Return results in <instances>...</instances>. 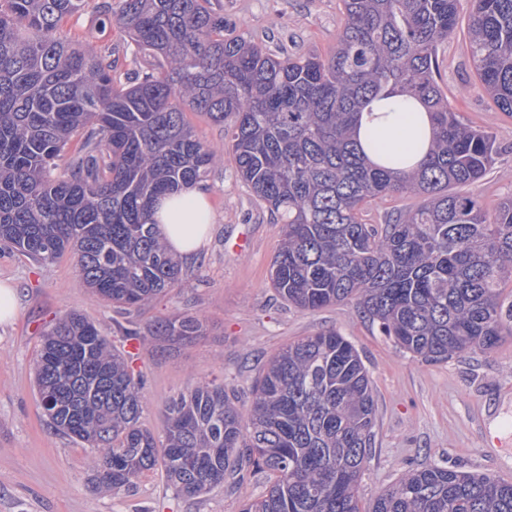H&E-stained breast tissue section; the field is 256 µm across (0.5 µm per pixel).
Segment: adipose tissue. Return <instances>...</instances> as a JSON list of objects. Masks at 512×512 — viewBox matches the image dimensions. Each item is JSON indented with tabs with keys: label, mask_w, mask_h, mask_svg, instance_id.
I'll return each mask as SVG.
<instances>
[{
	"label": "adipose tissue",
	"mask_w": 512,
	"mask_h": 512,
	"mask_svg": "<svg viewBox=\"0 0 512 512\" xmlns=\"http://www.w3.org/2000/svg\"><path fill=\"white\" fill-rule=\"evenodd\" d=\"M427 114L408 112L364 114L363 123L378 127L384 138L396 149L412 144L414 125L427 121ZM169 248L184 262L198 259L207 246L214 214L204 187L189 185L161 197L151 212Z\"/></svg>",
	"instance_id": "obj_1"
}]
</instances>
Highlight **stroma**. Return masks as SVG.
<instances>
[{"label": "stroma", "instance_id": "1", "mask_svg": "<svg viewBox=\"0 0 512 512\" xmlns=\"http://www.w3.org/2000/svg\"><path fill=\"white\" fill-rule=\"evenodd\" d=\"M224 31L262 44L273 56L326 53L344 17L341 0H211ZM62 34L88 39L96 53H111L114 80L126 83L133 60L119 32L105 26L93 5L67 18ZM438 82L449 107L469 126L489 131L499 155L482 179L465 185L487 212L512 196V117L500 112L475 75L465 26L438 52ZM196 137L221 153L205 189L215 211L208 244L183 267L185 284L151 303L113 307L79 278L71 255L37 262L0 250V281L18 290L14 321L0 325V512H240L265 487L262 476L224 484L198 498L177 493L162 469L145 472L129 490L93 489L95 449L57 429L44 416L35 382L43 333L75 311L93 323L142 374V424L164 430L166 402L200 377L223 380L241 412H249L265 362L301 337L333 329L351 341L369 373L375 400V439L358 485L362 506L412 468L438 463L512 482V336L489 353L426 363L400 350L377 324L350 303L301 311L283 301L269 280L281 226L224 155V128L188 113ZM250 249L235 252L238 237ZM203 319L206 333L191 343L150 351L131 344L127 328H143L177 314Z\"/></svg>", "mask_w": 512, "mask_h": 512}]
</instances>
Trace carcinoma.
<instances>
[{
  "mask_svg": "<svg viewBox=\"0 0 512 512\" xmlns=\"http://www.w3.org/2000/svg\"><path fill=\"white\" fill-rule=\"evenodd\" d=\"M87 0H0V242L35 260L73 256L81 279L114 305L139 307L183 283L149 221L159 196L207 180L219 161L186 111L224 126V151L284 224L272 288L314 311L351 302L404 351L442 362L512 335V197L494 214L451 191L486 175L493 136L460 123L438 83V46L460 0H342L326 54L282 58L224 36L208 0H98L103 20L153 71L124 86L111 56L58 36ZM467 39L476 75L512 114V0H473ZM400 95L431 123L425 159L357 136L372 102ZM80 154L55 174L69 143ZM413 193L419 205L379 228L372 201ZM190 314L126 336L147 346L204 335ZM40 405L64 434L101 453L95 485L117 492L162 466L200 497L265 474L240 512H362L357 482L372 448L373 389L355 347L335 330L299 338L264 367L242 415L224 383L202 378L171 398L156 438L141 423L142 383L96 326L56 319L37 361ZM368 512H512V483L433 464L405 472Z\"/></svg>",
  "mask_w": 512,
  "mask_h": 512,
  "instance_id": "carcinoma-1",
  "label": "carcinoma"
}]
</instances>
